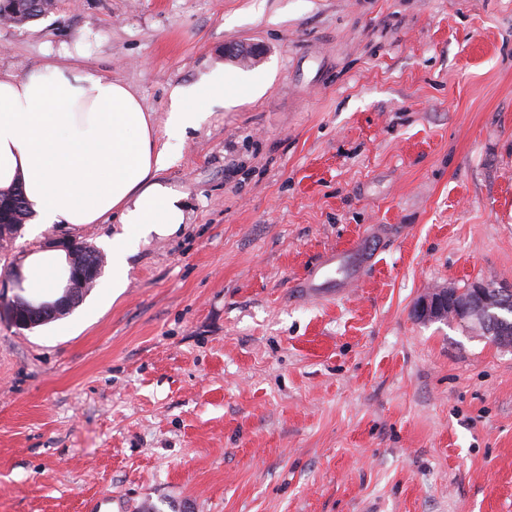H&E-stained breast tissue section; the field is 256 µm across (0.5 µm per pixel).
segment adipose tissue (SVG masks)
<instances>
[{
	"mask_svg": "<svg viewBox=\"0 0 512 512\" xmlns=\"http://www.w3.org/2000/svg\"><path fill=\"white\" fill-rule=\"evenodd\" d=\"M223 97L218 74L176 88L159 132L135 91L95 71L48 65L22 77L0 74V191L22 187L40 227L117 216L126 233L113 239L108 254L112 286L124 287L136 245L184 224V193L158 174ZM21 273L24 288L46 299L66 283L67 256L31 253Z\"/></svg>",
	"mask_w": 512,
	"mask_h": 512,
	"instance_id": "ef3b65f1",
	"label": "adipose tissue"
}]
</instances>
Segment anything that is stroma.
<instances>
[{
  "mask_svg": "<svg viewBox=\"0 0 512 512\" xmlns=\"http://www.w3.org/2000/svg\"><path fill=\"white\" fill-rule=\"evenodd\" d=\"M258 44L263 57H225ZM132 88L163 129L214 103L163 181L186 220L30 330L0 241V512H512V349L423 322L440 287L512 283V0H59L0 21V73L49 62ZM350 253L320 288L298 282ZM109 503L99 504L102 493ZM24 308V300L19 294L15 295L14 299L10 303L9 315L13 325L17 329L28 330L34 328L47 316L44 312L38 311L25 313Z\"/></svg>",
  "mask_w": 512,
  "mask_h": 512,
  "instance_id": "1",
  "label": "stroma"
}]
</instances>
